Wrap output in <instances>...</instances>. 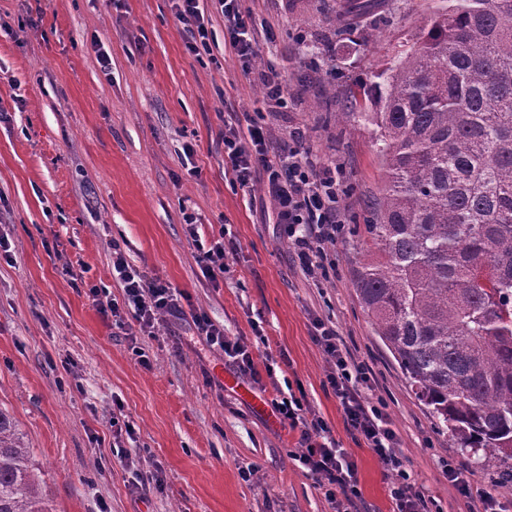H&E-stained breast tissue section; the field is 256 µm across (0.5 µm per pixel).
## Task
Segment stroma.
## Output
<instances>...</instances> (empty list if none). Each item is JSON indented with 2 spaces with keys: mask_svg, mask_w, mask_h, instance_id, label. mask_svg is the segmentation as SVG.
Returning a JSON list of instances; mask_svg holds the SVG:
<instances>
[{
  "mask_svg": "<svg viewBox=\"0 0 512 512\" xmlns=\"http://www.w3.org/2000/svg\"><path fill=\"white\" fill-rule=\"evenodd\" d=\"M347 2L242 0L257 23V64H274L290 93L270 121L276 137L300 128L341 176L345 224L325 248L327 277L313 279L270 223L261 186L224 172L225 119H260L265 102L256 74L225 52L222 18L212 19L209 50L192 52L172 0H0V233L10 243L0 256V406L24 434L53 512H333L292 458L299 431L253 408L258 388L245 398L225 388L221 352L186 323L148 339L98 311L94 290L121 294L116 243L130 264L179 288L185 309L228 334L265 336L257 365L273 357L277 381L302 389L355 463L357 512H390L393 477L346 424L314 339L318 318L370 370L433 512H469L447 460L467 463L472 484L512 512V483L449 444L351 284L376 251L365 225L387 177L374 125L328 113L348 111L353 89L362 111H380V74L414 46L436 0H375L358 18ZM187 212L202 239L231 249L217 280L197 261ZM116 418L125 431L113 432ZM250 466L259 472L248 479Z\"/></svg>",
  "mask_w": 512,
  "mask_h": 512,
  "instance_id": "obj_1",
  "label": "stroma"
}]
</instances>
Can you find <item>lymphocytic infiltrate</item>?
I'll return each mask as SVG.
<instances>
[{
	"instance_id": "lymphocytic-infiltrate-1",
	"label": "lymphocytic infiltrate",
	"mask_w": 512,
	"mask_h": 512,
	"mask_svg": "<svg viewBox=\"0 0 512 512\" xmlns=\"http://www.w3.org/2000/svg\"><path fill=\"white\" fill-rule=\"evenodd\" d=\"M179 20L188 34L191 50L207 46L213 16L224 20V48L243 70H250L257 56L255 22L242 10L240 0H173ZM224 169L244 188L262 182L272 204L273 218L282 224L300 270L317 275L324 267L326 245L335 243L344 222L339 185L330 165L319 161L304 141L300 129H292L287 140H274L267 123L224 124ZM112 276L122 290L121 298L98 300L101 314L112 317L124 334L155 337L172 321L190 319L196 336L212 349L220 350L236 372L256 383L260 378L250 345L228 335L223 326L201 313L187 314L183 294L160 278L148 276L131 265L120 246L112 248ZM315 339L330 366L328 379L343 408L348 425L356 431L391 472L393 512H429V501L415 487L396 451V433L385 405L374 404L373 378L344 351L335 325L323 320L314 324ZM271 404L283 426L300 429L302 444L295 461L307 470L335 512H349L346 498L357 496L354 463L329 435L324 420L313 413L305 398L276 390ZM344 501H337V493Z\"/></svg>"
}]
</instances>
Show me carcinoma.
Wrapping results in <instances>:
<instances>
[{
    "label": "carcinoma",
    "mask_w": 512,
    "mask_h": 512,
    "mask_svg": "<svg viewBox=\"0 0 512 512\" xmlns=\"http://www.w3.org/2000/svg\"><path fill=\"white\" fill-rule=\"evenodd\" d=\"M354 288L439 429L512 482V0H448L385 73ZM0 407V512H52Z\"/></svg>",
    "instance_id": "carcinoma-1"
}]
</instances>
